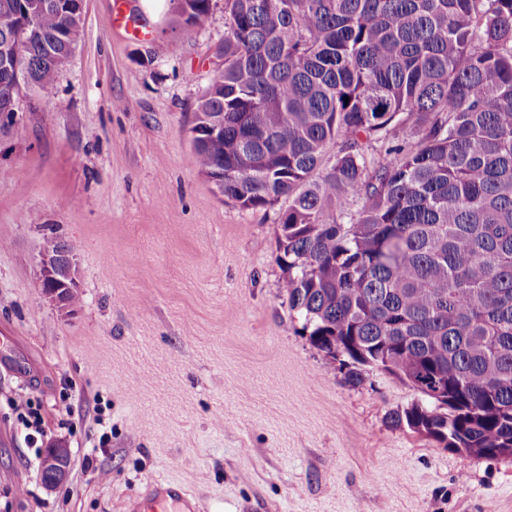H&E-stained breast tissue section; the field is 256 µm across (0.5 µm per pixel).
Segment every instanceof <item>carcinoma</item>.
Returning a JSON list of instances; mask_svg holds the SVG:
<instances>
[{
	"instance_id": "1",
	"label": "carcinoma",
	"mask_w": 512,
	"mask_h": 512,
	"mask_svg": "<svg viewBox=\"0 0 512 512\" xmlns=\"http://www.w3.org/2000/svg\"><path fill=\"white\" fill-rule=\"evenodd\" d=\"M69 0H0V112L53 106L83 31ZM194 37L212 0H170ZM224 70L192 162L246 210L285 199L276 260L301 332L389 413L477 459L512 456V0H224ZM224 116V135L208 133Z\"/></svg>"
}]
</instances>
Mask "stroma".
Segmentation results:
<instances>
[{
	"label": "stroma",
	"mask_w": 512,
	"mask_h": 512,
	"mask_svg": "<svg viewBox=\"0 0 512 512\" xmlns=\"http://www.w3.org/2000/svg\"><path fill=\"white\" fill-rule=\"evenodd\" d=\"M128 2L150 38L86 0L53 108L26 85L0 113V512H126L156 479L201 512H512V457L393 427L421 394L381 369L351 386L302 334L276 261L286 202L241 209L192 163L224 0L192 39L171 6ZM50 236L74 255L66 310L37 287ZM58 443L70 473L50 490ZM51 448H46L48 453ZM70 455L66 448L54 447L50 454H45L39 465V476L47 488H54L64 483L69 474Z\"/></svg>",
	"instance_id": "obj_1"
}]
</instances>
